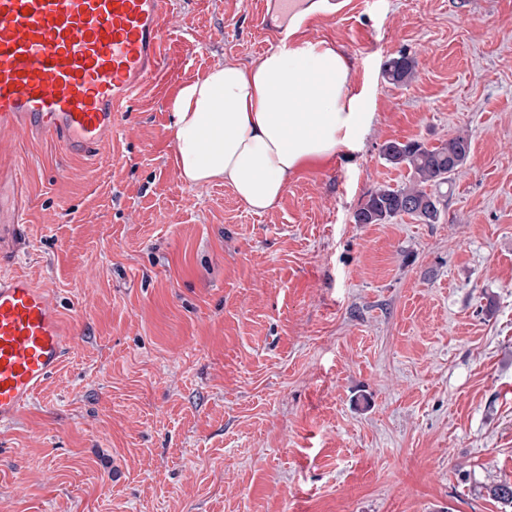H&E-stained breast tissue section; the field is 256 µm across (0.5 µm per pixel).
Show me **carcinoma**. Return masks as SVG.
<instances>
[{"label": "carcinoma", "mask_w": 512, "mask_h": 512, "mask_svg": "<svg viewBox=\"0 0 512 512\" xmlns=\"http://www.w3.org/2000/svg\"><path fill=\"white\" fill-rule=\"evenodd\" d=\"M416 61L406 55L389 58L383 73L389 83L406 85L414 77ZM471 142L456 136L447 142L430 147L418 140L390 141L382 152L392 165H406L410 170L409 184L383 187L370 193L366 202L355 212L357 224H381L384 221L411 215L426 224H434L440 217L441 196L429 193L427 186H441L463 165L470 152Z\"/></svg>", "instance_id": "carcinoma-1"}]
</instances>
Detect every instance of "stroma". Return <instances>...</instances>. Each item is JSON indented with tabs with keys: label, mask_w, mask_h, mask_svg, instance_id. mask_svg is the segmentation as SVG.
<instances>
[{
	"label": "stroma",
	"mask_w": 512,
	"mask_h": 512,
	"mask_svg": "<svg viewBox=\"0 0 512 512\" xmlns=\"http://www.w3.org/2000/svg\"><path fill=\"white\" fill-rule=\"evenodd\" d=\"M256 0H174L181 82L274 45ZM351 62L361 149L257 213L175 166L142 89L75 156L0 132L17 245L71 350L0 428V512H504L512 483V0H342L303 26ZM406 54L414 79L388 83ZM465 135L434 224H358L407 184L383 146ZM416 61L406 55L389 58L384 64L383 73L389 83L393 85H406L414 77Z\"/></svg>",
	"instance_id": "1"
}]
</instances>
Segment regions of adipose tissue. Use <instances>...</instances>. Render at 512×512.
I'll list each match as a JSON object with an SVG mask.
<instances>
[{
  "label": "adipose tissue",
  "instance_id": "adipose-tissue-1",
  "mask_svg": "<svg viewBox=\"0 0 512 512\" xmlns=\"http://www.w3.org/2000/svg\"><path fill=\"white\" fill-rule=\"evenodd\" d=\"M346 57L325 41L288 43L255 66L217 65L176 95V164L221 180L255 211L273 208L297 166L355 150L374 115L348 89Z\"/></svg>",
  "mask_w": 512,
  "mask_h": 512
}]
</instances>
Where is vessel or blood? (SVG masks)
<instances>
[{"label": "vessel or blood", "mask_w": 512, "mask_h": 512, "mask_svg": "<svg viewBox=\"0 0 512 512\" xmlns=\"http://www.w3.org/2000/svg\"><path fill=\"white\" fill-rule=\"evenodd\" d=\"M313 0H260L261 25L284 35ZM169 0H0V130L47 132L84 153L111 133L142 87L178 75ZM67 353L47 290L0 276V426L11 423Z\"/></svg>", "instance_id": "1"}]
</instances>
